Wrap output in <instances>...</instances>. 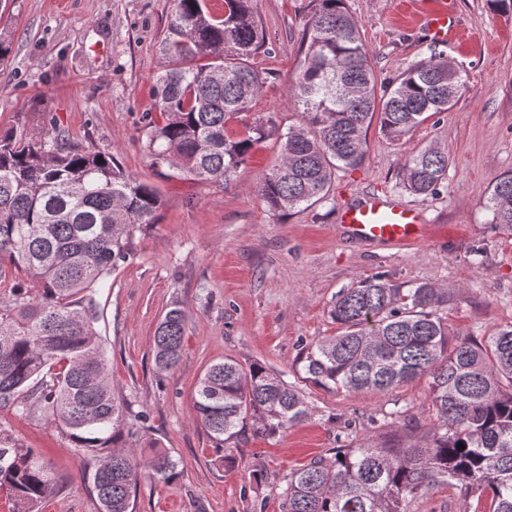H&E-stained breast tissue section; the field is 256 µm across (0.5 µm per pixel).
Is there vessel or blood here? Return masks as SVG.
I'll use <instances>...</instances> for the list:
<instances>
[{"mask_svg": "<svg viewBox=\"0 0 512 512\" xmlns=\"http://www.w3.org/2000/svg\"><path fill=\"white\" fill-rule=\"evenodd\" d=\"M430 39L448 38V13L440 10L425 19ZM337 221L346 238L362 243L410 245L426 234L422 215L410 208L370 193L356 203L339 209Z\"/></svg>", "mask_w": 512, "mask_h": 512, "instance_id": "vessel-or-blood-1", "label": "vessel or blood"}]
</instances>
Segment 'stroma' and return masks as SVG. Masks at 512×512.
I'll list each match as a JSON object with an SVG mask.
<instances>
[{
    "label": "stroma",
    "mask_w": 512,
    "mask_h": 512,
    "mask_svg": "<svg viewBox=\"0 0 512 512\" xmlns=\"http://www.w3.org/2000/svg\"><path fill=\"white\" fill-rule=\"evenodd\" d=\"M173 0H0V133L24 127L61 130L70 140L111 152L129 174L150 183L163 205L139 235L132 260L101 294L97 330L105 341L112 385L133 411L140 451L158 446L180 458L178 476L141 479L134 512H281L293 469L336 449L367 443L413 445L429 422V379L382 394L335 392L301 380L303 345L333 335L330 305L343 289L383 275L408 289L432 282L448 289L453 332L481 336L512 322V230L495 224L485 203L494 179L512 170V13L490 0H453L458 34L428 40L405 0H347L378 81L439 53L465 85L448 112L398 140L378 125L367 133L357 167L338 170L328 201L287 213L268 210L257 186L273 167L276 139L256 147L228 183H199L151 166L144 149L146 115H158L157 74L172 68L164 50ZM266 45L253 63L263 92L247 121L274 117L280 129L301 114L289 93L311 0H256ZM436 146L448 153V178L436 195L400 184L406 156ZM375 191L422 212L425 241L410 247L360 244L336 233L339 208ZM187 316L182 359L169 373L152 366L155 329L171 305ZM259 361L302 391L310 418L235 451L232 471L216 463L195 421L194 390L212 362ZM407 407L416 421L389 423ZM0 427L42 451L62 483L41 512H99L84 465L69 440L40 416L0 410Z\"/></svg>",
    "instance_id": "35a3bbf8"
}]
</instances>
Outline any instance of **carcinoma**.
Here are the masks:
<instances>
[{"label":"carcinoma","mask_w":512,"mask_h":512,"mask_svg":"<svg viewBox=\"0 0 512 512\" xmlns=\"http://www.w3.org/2000/svg\"><path fill=\"white\" fill-rule=\"evenodd\" d=\"M290 87L302 122L279 130L273 117L227 125L250 111L265 84L251 60L264 48L253 0H174L165 51L176 67L156 76L163 123L145 119L144 148L155 168L199 182H227L253 149L277 136L280 156L258 187L273 212L328 198L339 169L358 166L367 131L398 140L457 101L461 72L432 55L378 93L358 21L346 0H312ZM403 187L435 194L448 155H409ZM157 190L126 173L111 153L90 151L54 131L0 136V409L41 414L85 462L100 512H133L142 471L165 482L179 462L154 448L145 461L127 444L128 408L112 390L107 350L96 324L107 279L136 254L137 234L156 223ZM493 221L512 229V171L486 199ZM448 291L432 283L403 290L375 276L335 296L336 335L302 348L303 379L336 392L382 393L431 378L433 420L422 443L341 448L294 469L281 512H408L429 491L451 486L476 501L474 512H512V323L485 336L451 334ZM184 311H166L153 337V366L180 363ZM196 421L224 467L231 445L300 425L309 408L296 386L259 361L211 364L195 390ZM463 447H458V444ZM59 481L34 448L0 428V490L13 512H39Z\"/></svg>","instance_id":"1"}]
</instances>
